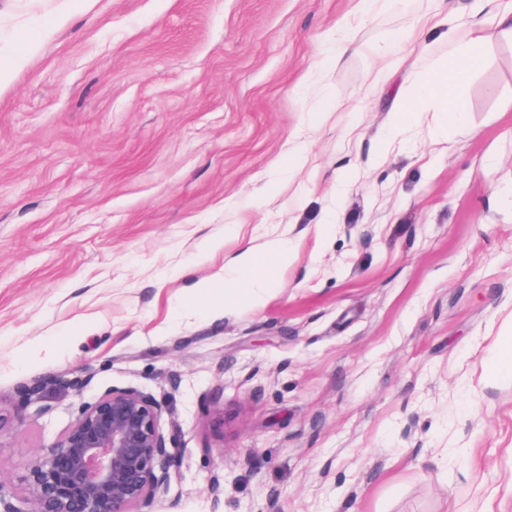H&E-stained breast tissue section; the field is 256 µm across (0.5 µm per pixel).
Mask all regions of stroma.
Masks as SVG:
<instances>
[{
    "instance_id": "35a3bbf8",
    "label": "stroma",
    "mask_w": 512,
    "mask_h": 512,
    "mask_svg": "<svg viewBox=\"0 0 512 512\" xmlns=\"http://www.w3.org/2000/svg\"><path fill=\"white\" fill-rule=\"evenodd\" d=\"M472 3L0 0L17 498L72 406L113 386L182 430L183 478L151 512H512V37L471 76L472 134L416 112L378 152L423 48L447 53ZM343 18L355 47L325 66ZM275 238L295 256L262 305L210 312L192 281ZM78 369L81 391L56 384Z\"/></svg>"
}]
</instances>
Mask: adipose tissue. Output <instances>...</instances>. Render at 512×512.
<instances>
[{"mask_svg":"<svg viewBox=\"0 0 512 512\" xmlns=\"http://www.w3.org/2000/svg\"><path fill=\"white\" fill-rule=\"evenodd\" d=\"M479 7L491 14L484 35H449L447 55L429 61L412 94L397 102L392 135L402 133L407 113L417 111L421 105L430 102L436 104L442 124L457 131L466 129L469 78L480 60L482 43L487 38L512 35V6H498L497 0H479ZM292 259V250L281 241L271 242L262 251L245 247L232 260L227 279L200 280L195 287L207 295L221 289L226 295L256 307L275 283L274 268L286 265Z\"/></svg>","mask_w":512,"mask_h":512,"instance_id":"obj_1","label":"adipose tissue"}]
</instances>
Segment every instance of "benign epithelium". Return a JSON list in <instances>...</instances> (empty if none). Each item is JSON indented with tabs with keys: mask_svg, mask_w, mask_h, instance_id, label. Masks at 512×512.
<instances>
[{
	"mask_svg": "<svg viewBox=\"0 0 512 512\" xmlns=\"http://www.w3.org/2000/svg\"><path fill=\"white\" fill-rule=\"evenodd\" d=\"M162 415L160 401L134 388L76 404L68 429L28 466L25 507L0 480V512H146L182 477L185 449Z\"/></svg>",
	"mask_w": 512,
	"mask_h": 512,
	"instance_id": "1",
	"label": "benign epithelium"
}]
</instances>
